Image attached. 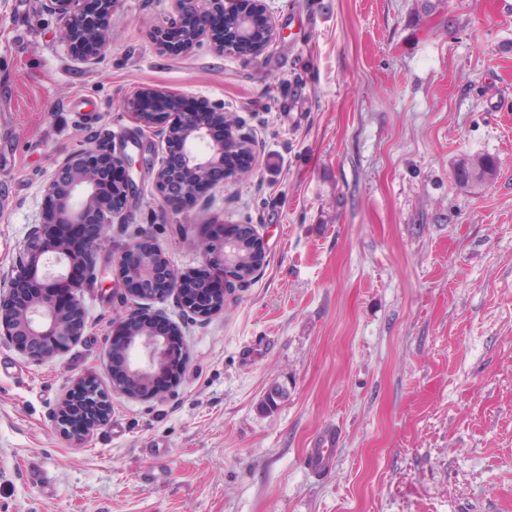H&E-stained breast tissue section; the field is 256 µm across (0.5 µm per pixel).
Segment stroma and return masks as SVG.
I'll return each instance as SVG.
<instances>
[{
  "label": "stroma",
  "mask_w": 512,
  "mask_h": 512,
  "mask_svg": "<svg viewBox=\"0 0 512 512\" xmlns=\"http://www.w3.org/2000/svg\"><path fill=\"white\" fill-rule=\"evenodd\" d=\"M424 1L267 0L278 35L251 59L165 52L149 33L170 0H119L87 69L40 0H0V271L62 158L140 161L83 336L40 362L0 338V512H512V0ZM147 88L223 102L247 172L161 203V143L125 107ZM475 154L499 170L474 192L453 164ZM215 223L251 225L261 269L207 319L166 305L179 383L113 396L109 424L68 441L54 408L109 380L106 340L140 305L117 256L145 238L199 270ZM328 425L317 479L304 453ZM338 438L336 429L330 427L314 439L311 448H307L304 463L312 477H322L332 468L338 451Z\"/></svg>",
  "instance_id": "35a3bbf8"
}]
</instances>
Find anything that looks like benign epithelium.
<instances>
[{
	"label": "benign epithelium",
	"instance_id": "obj_1",
	"mask_svg": "<svg viewBox=\"0 0 512 512\" xmlns=\"http://www.w3.org/2000/svg\"><path fill=\"white\" fill-rule=\"evenodd\" d=\"M117 0H41L42 11L60 24L63 39L73 61L94 67L103 60ZM192 25L184 28L186 18ZM183 28L182 43L170 47L164 35ZM276 36L266 0H171L168 16L151 31V38L162 49L179 54L208 40L219 54H238L240 44L256 43L249 54L260 57ZM183 98L145 89L126 103L146 128L162 143L154 177L155 192L164 201L185 200L196 205L205 201L207 190L218 183L227 185L244 168H224V154L248 151L240 125L224 115V105L207 99L193 101V107L172 112L169 106ZM133 158L122 152L81 149L58 163L43 187L42 221L33 225L18 247L11 270L0 274V335L33 362L66 350L84 333L85 321L78 293L96 268L102 231L108 224L125 223L128 197L134 191L131 171ZM196 174L193 182L181 178L183 168ZM121 170L124 179L102 191L100 175ZM81 226L92 234L81 251L64 239H51V226ZM206 263L219 273L235 266L224 260V238L205 242ZM114 276L129 295L147 301L129 317L121 329L135 331L121 346H108V357L118 351L124 358L125 372L137 387L111 382L104 387L94 377H82L74 386L87 392L90 407L86 424L80 430L69 426V396L54 410L61 434L80 443L91 431L110 421L112 396L150 398L162 394L158 374L171 362L169 336L176 332L165 309L153 307L172 303L183 315L207 319L217 313L216 299L223 290L207 282L192 281L193 274L170 268L166 257L155 247L138 242L117 258ZM139 350L143 361L135 365L131 353Z\"/></svg>",
	"mask_w": 512,
	"mask_h": 512
}]
</instances>
